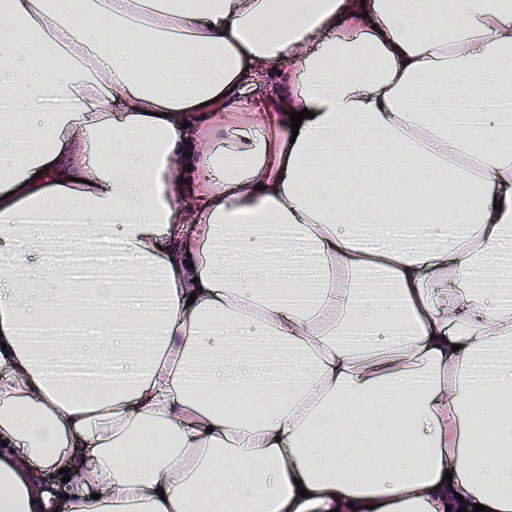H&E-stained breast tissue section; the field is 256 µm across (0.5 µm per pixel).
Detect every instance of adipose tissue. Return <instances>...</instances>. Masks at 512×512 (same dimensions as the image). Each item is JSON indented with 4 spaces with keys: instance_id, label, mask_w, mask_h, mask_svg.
I'll list each match as a JSON object with an SVG mask.
<instances>
[{
    "instance_id": "adipose-tissue-1",
    "label": "adipose tissue",
    "mask_w": 512,
    "mask_h": 512,
    "mask_svg": "<svg viewBox=\"0 0 512 512\" xmlns=\"http://www.w3.org/2000/svg\"><path fill=\"white\" fill-rule=\"evenodd\" d=\"M272 58L289 67L257 109L241 87ZM459 84L512 96V0H0V512H512V305L471 279L512 248V113L449 126ZM50 95L69 108L43 111ZM339 139L355 163L319 156ZM48 208L73 224L28 223ZM379 224L432 231L377 249L352 232ZM112 234L139 277L39 262ZM300 239L325 276L308 305L288 302L309 287L290 264ZM367 269L396 306L370 302ZM147 291L160 309L138 305ZM33 320L98 334L38 351ZM116 323L155 338L129 348ZM365 327L369 343L345 340ZM255 329L309 364L246 385L235 339ZM490 351L482 401L472 368ZM70 357L136 379L53 378ZM498 358L494 352L486 355L485 359L476 364L472 370L476 389L484 396H491L498 381L496 367Z\"/></svg>"
}]
</instances>
